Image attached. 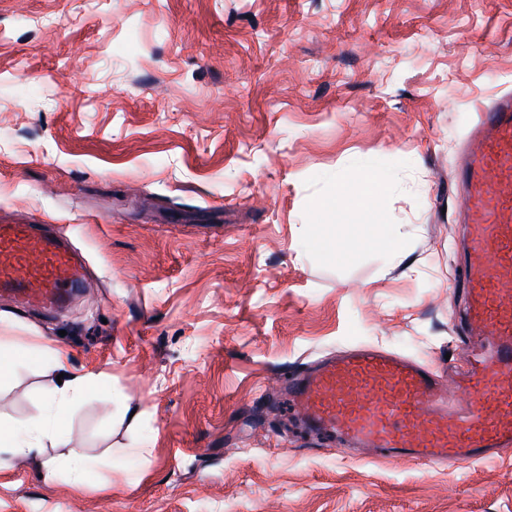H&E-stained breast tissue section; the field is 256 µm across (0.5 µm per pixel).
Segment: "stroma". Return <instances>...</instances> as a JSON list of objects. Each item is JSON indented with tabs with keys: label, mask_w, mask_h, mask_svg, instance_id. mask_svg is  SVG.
Wrapping results in <instances>:
<instances>
[{
	"label": "stroma",
	"mask_w": 512,
	"mask_h": 512,
	"mask_svg": "<svg viewBox=\"0 0 512 512\" xmlns=\"http://www.w3.org/2000/svg\"><path fill=\"white\" fill-rule=\"evenodd\" d=\"M508 91L512 0H0V223L87 266L64 309L0 295L34 347L0 419L36 414L52 350L98 380L85 484L13 457L0 512H512L501 459L350 456L282 384L366 345L465 365L454 174ZM367 170L381 223H325Z\"/></svg>",
	"instance_id": "stroma-1"
}]
</instances>
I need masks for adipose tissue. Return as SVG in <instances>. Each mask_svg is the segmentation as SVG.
I'll return each instance as SVG.
<instances>
[{
  "mask_svg": "<svg viewBox=\"0 0 512 512\" xmlns=\"http://www.w3.org/2000/svg\"><path fill=\"white\" fill-rule=\"evenodd\" d=\"M384 184L378 174L366 172L356 187L338 185L336 198H327L317 202L318 211L328 217H335L338 211V199H346L355 211L371 210L380 196ZM93 385V378L84 376H64L61 386L42 404L38 414L32 418L25 431H18L13 424L0 423V449L13 455L36 456L42 453L46 444L65 447V461L73 475L75 483L84 480V457L80 449L69 447L66 439V417L71 404L81 398Z\"/></svg>",
  "mask_w": 512,
  "mask_h": 512,
  "instance_id": "ef3b65f1",
  "label": "adipose tissue"
}]
</instances>
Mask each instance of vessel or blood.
<instances>
[{"mask_svg": "<svg viewBox=\"0 0 512 512\" xmlns=\"http://www.w3.org/2000/svg\"><path fill=\"white\" fill-rule=\"evenodd\" d=\"M456 177L468 363L454 393L431 367L370 347L323 359L288 382L309 427L427 466L482 461L512 446L511 92L479 111ZM84 281V259L66 239L40 224H0L1 293L56 309Z\"/></svg>", "mask_w": 512, "mask_h": 512, "instance_id": "obj_1", "label": "vessel or blood"}]
</instances>
